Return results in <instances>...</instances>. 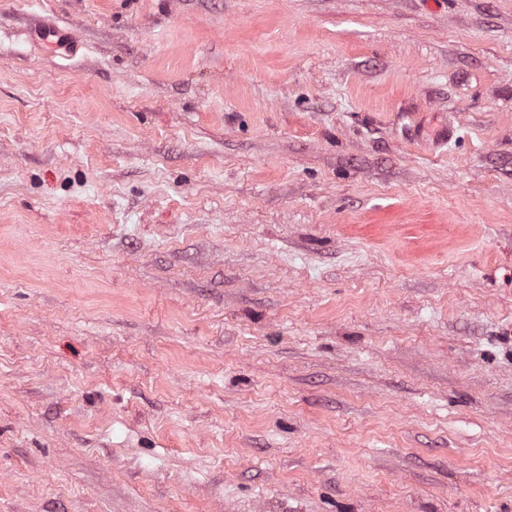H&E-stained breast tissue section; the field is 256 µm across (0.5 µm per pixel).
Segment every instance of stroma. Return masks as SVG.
I'll return each mask as SVG.
<instances>
[{
  "instance_id": "stroma-1",
  "label": "stroma",
  "mask_w": 512,
  "mask_h": 512,
  "mask_svg": "<svg viewBox=\"0 0 512 512\" xmlns=\"http://www.w3.org/2000/svg\"><path fill=\"white\" fill-rule=\"evenodd\" d=\"M0 512H512V0H0Z\"/></svg>"
}]
</instances>
